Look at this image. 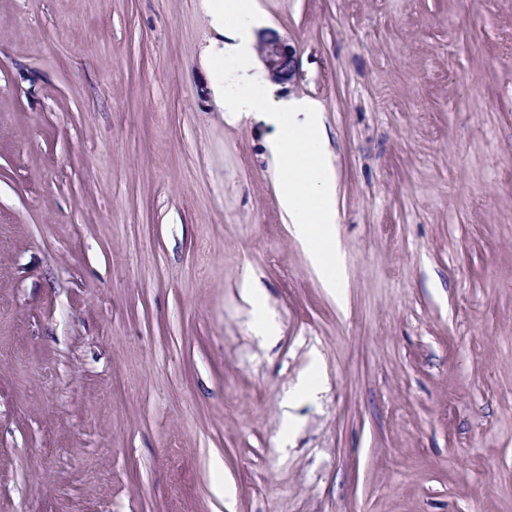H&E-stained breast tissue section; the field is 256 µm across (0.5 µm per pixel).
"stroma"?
<instances>
[{"mask_svg": "<svg viewBox=\"0 0 512 512\" xmlns=\"http://www.w3.org/2000/svg\"><path fill=\"white\" fill-rule=\"evenodd\" d=\"M209 3L0 0V512H512V0H256L341 305ZM260 52L272 76L293 72L296 53L289 44L284 43L277 36L263 43Z\"/></svg>", "mask_w": 512, "mask_h": 512, "instance_id": "stroma-1", "label": "stroma"}]
</instances>
